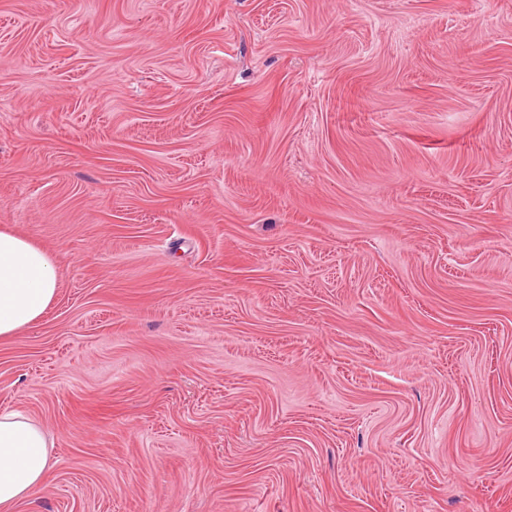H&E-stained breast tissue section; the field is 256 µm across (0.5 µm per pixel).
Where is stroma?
Here are the masks:
<instances>
[{
  "label": "stroma",
  "instance_id": "stroma-1",
  "mask_svg": "<svg viewBox=\"0 0 512 512\" xmlns=\"http://www.w3.org/2000/svg\"><path fill=\"white\" fill-rule=\"evenodd\" d=\"M14 512H512V0H0ZM58 291L51 254L19 235L0 231V336L35 325ZM45 430L20 412L0 413V510L11 512L52 468Z\"/></svg>",
  "mask_w": 512,
  "mask_h": 512
}]
</instances>
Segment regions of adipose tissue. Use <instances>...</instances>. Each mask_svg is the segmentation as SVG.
<instances>
[{
	"label": "adipose tissue",
	"mask_w": 512,
	"mask_h": 512,
	"mask_svg": "<svg viewBox=\"0 0 512 512\" xmlns=\"http://www.w3.org/2000/svg\"><path fill=\"white\" fill-rule=\"evenodd\" d=\"M59 291L49 252L27 239L0 231V336L35 325ZM45 430L20 412L0 413V512L27 498L52 468Z\"/></svg>",
	"instance_id": "obj_1"
}]
</instances>
